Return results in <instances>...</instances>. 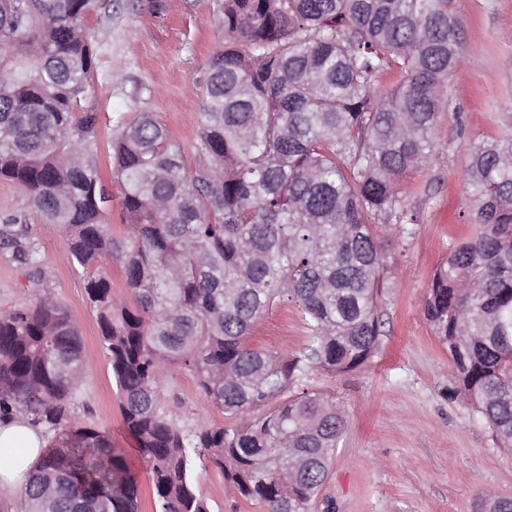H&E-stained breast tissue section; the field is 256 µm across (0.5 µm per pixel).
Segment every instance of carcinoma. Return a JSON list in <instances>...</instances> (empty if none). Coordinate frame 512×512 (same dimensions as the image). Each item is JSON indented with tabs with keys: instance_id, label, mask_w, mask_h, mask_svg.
I'll list each match as a JSON object with an SVG mask.
<instances>
[{
	"instance_id": "carcinoma-1",
	"label": "carcinoma",
	"mask_w": 512,
	"mask_h": 512,
	"mask_svg": "<svg viewBox=\"0 0 512 512\" xmlns=\"http://www.w3.org/2000/svg\"><path fill=\"white\" fill-rule=\"evenodd\" d=\"M94 8L0 0V47L14 48L0 57V179L92 269L88 300L124 427L151 461L155 512H210L195 490L204 454L237 497L307 512L344 430L335 397L310 381L365 365L385 334L381 239L413 234L398 182L426 167L463 72L453 0H216L224 49L205 69L190 149L149 113L116 120L119 237L99 114L85 105ZM466 183L470 234L435 270L424 317L452 361L449 397L512 450V114L499 137L470 146ZM0 251L33 293L0 312V421L22 412L62 431L21 493L25 512H141L124 450L79 416L81 336L44 288L24 216L0 218ZM114 259L122 295L105 271ZM284 302L308 326L305 346L252 345ZM173 367L227 423L187 428L162 406ZM477 512H512V498H484Z\"/></svg>"
}]
</instances>
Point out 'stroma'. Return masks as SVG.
I'll list each match as a JSON object with an SVG mask.
<instances>
[{"label": "stroma", "instance_id": "1", "mask_svg": "<svg viewBox=\"0 0 512 512\" xmlns=\"http://www.w3.org/2000/svg\"><path fill=\"white\" fill-rule=\"evenodd\" d=\"M109 12L85 24L97 47L96 76L87 104L99 114L98 149L107 155L118 115H153L170 136L189 146L204 97L202 74L223 45L214 0H111ZM465 50L463 77L448 88L437 146L426 168L400 181V196L418 214L412 236L383 243L397 277L384 289L386 334L367 364L347 374H315V388L335 395L345 431L330 474L311 512H476L487 494L512 497V451L496 447L488 426L463 401L449 398L447 353L424 318L436 267L468 228L462 215L470 144L502 129L512 111V0H455ZM25 214L40 243L45 284L69 309L84 346L81 392L85 422L123 449L142 494V512H155L149 458L126 433L103 351L85 275L72 261L64 235L37 215L30 195L0 182V217ZM23 270L0 253V311L30 302ZM309 332L296 307L280 304L250 333L251 342L298 351ZM178 404L181 421L222 424L223 415L197 393L191 376L173 369L161 387ZM196 488L211 512H264L235 497L207 456L195 461Z\"/></svg>", "mask_w": 512, "mask_h": 512}]
</instances>
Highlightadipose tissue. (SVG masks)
Wrapping results in <instances>:
<instances>
[{
	"instance_id": "obj_1",
	"label": "adipose tissue",
	"mask_w": 512,
	"mask_h": 512,
	"mask_svg": "<svg viewBox=\"0 0 512 512\" xmlns=\"http://www.w3.org/2000/svg\"><path fill=\"white\" fill-rule=\"evenodd\" d=\"M51 451L43 428L21 413L0 423V489L24 490L34 467Z\"/></svg>"
}]
</instances>
